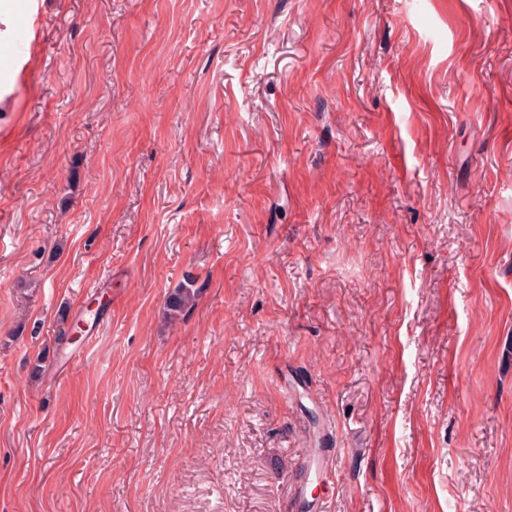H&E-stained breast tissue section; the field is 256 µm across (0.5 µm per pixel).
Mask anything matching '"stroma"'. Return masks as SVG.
Here are the masks:
<instances>
[{
  "label": "stroma",
  "instance_id": "35a3bbf8",
  "mask_svg": "<svg viewBox=\"0 0 512 512\" xmlns=\"http://www.w3.org/2000/svg\"><path fill=\"white\" fill-rule=\"evenodd\" d=\"M465 1L12 0L0 512H316L318 437L325 512H512V0ZM7 31L6 26H2ZM26 30L20 25L12 26L5 35L0 37V59L4 60V71L0 70V87L7 88L10 73L20 66L25 53ZM197 292L194 288L180 287L176 288L168 297L166 303V312L171 319H176L185 309L197 298Z\"/></svg>",
  "mask_w": 512,
  "mask_h": 512
}]
</instances>
